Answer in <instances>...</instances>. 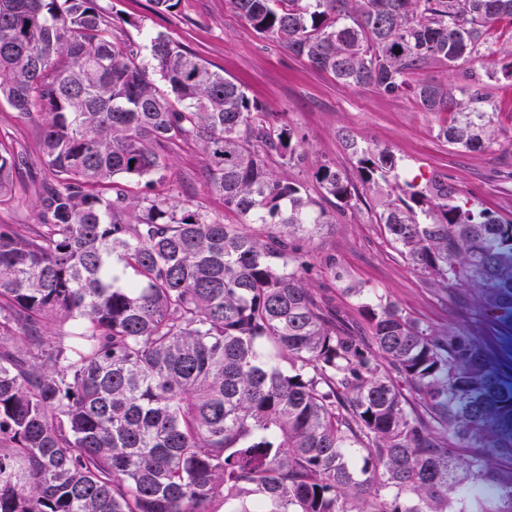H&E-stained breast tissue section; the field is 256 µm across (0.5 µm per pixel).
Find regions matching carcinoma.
I'll use <instances>...</instances> for the list:
<instances>
[{
    "label": "carcinoma",
    "instance_id": "carcinoma-1",
    "mask_svg": "<svg viewBox=\"0 0 512 512\" xmlns=\"http://www.w3.org/2000/svg\"><path fill=\"white\" fill-rule=\"evenodd\" d=\"M258 34L343 85L412 97L437 136L486 149L487 40L512 0H229ZM98 0H0V100L43 118L38 223L0 225V512H447L461 472L503 482L449 441L512 457V379L470 337L392 304L357 325L310 288L309 242L394 177L377 223L414 270L512 319V221L459 204L448 176L399 181L387 147L338 139L352 173L276 175L305 151L241 85L169 36L112 41ZM432 64L457 85L415 83ZM195 141L210 189L253 235L199 206L135 197ZM23 155L0 147V199ZM395 372L420 396L407 408ZM367 451L362 465L350 451Z\"/></svg>",
    "mask_w": 512,
    "mask_h": 512
}]
</instances>
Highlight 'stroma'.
Segmentation results:
<instances>
[{
	"instance_id": "stroma-1",
	"label": "stroma",
	"mask_w": 512,
	"mask_h": 512,
	"mask_svg": "<svg viewBox=\"0 0 512 512\" xmlns=\"http://www.w3.org/2000/svg\"><path fill=\"white\" fill-rule=\"evenodd\" d=\"M118 22L115 42L133 46L147 57L151 35L163 33L204 59L211 69L240 83L260 111L288 123L304 137L305 167L276 163L274 171L287 179H309L323 163L349 170L353 161L343 150L337 132L352 130L362 144L390 147L402 178L424 183L432 172L448 174L461 200L487 207L512 220V144L468 151L439 140V116L423 111L408 96H386L372 90H353L329 73L312 68L257 34L232 9L229 0H179L174 11L158 14L150 0H99ZM43 120L20 115L0 102V143L13 146L28 165L15 176L16 200L0 202V224H33L39 211L36 178L45 169L40 144ZM169 171L154 187L173 202L202 206L227 224L239 216L225 209L207 187V160L196 142L171 148ZM386 193L363 191L357 207L338 215L336 224L313 236L314 256L335 255L349 284L362 287L350 295L310 272L311 288L327 289L348 320L362 321L366 302L394 303L427 327L433 335L462 332L483 347L488 357L512 374V324L483 307L479 289L448 287L410 267L387 241L376 222ZM463 494L452 496L450 512H512V500L501 489L469 481Z\"/></svg>"
}]
</instances>
